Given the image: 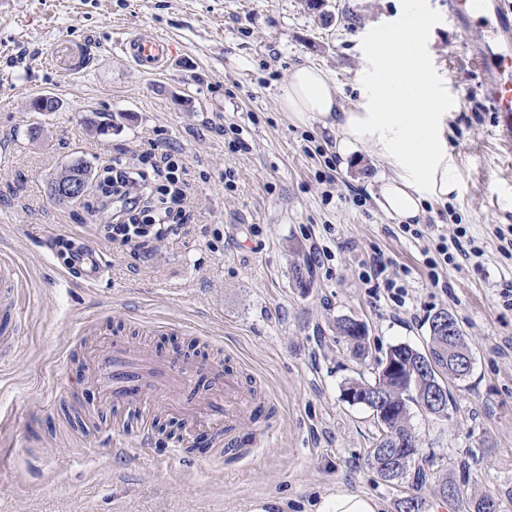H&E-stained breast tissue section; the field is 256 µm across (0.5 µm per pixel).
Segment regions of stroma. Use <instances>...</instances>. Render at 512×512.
<instances>
[{
	"label": "stroma",
	"mask_w": 512,
	"mask_h": 512,
	"mask_svg": "<svg viewBox=\"0 0 512 512\" xmlns=\"http://www.w3.org/2000/svg\"><path fill=\"white\" fill-rule=\"evenodd\" d=\"M417 2L430 19L428 61L448 94L459 183L447 203L429 204L419 239L373 200L385 164L362 157L328 185L322 157L305 148L326 146L333 131L315 118L294 123L277 103L291 71L314 66L354 105L365 40L406 0H0V256L20 271L23 318L15 350L0 358V512H315L339 491L395 512L415 478L396 486L368 467L377 420L341 387L373 379L393 345L423 348L440 310L457 318L473 366L451 386L447 417L410 408L421 493L429 512H452L432 495L446 478L512 512V308L500 296L512 252L499 238L512 231V149L496 135L467 48L483 29L461 35L448 0ZM139 32L175 44L166 68L125 57L121 39ZM43 94L58 111H32ZM230 125L247 150L230 149ZM150 148L184 164L192 230L133 258L97 229L96 189L67 203L49 183L72 160L97 176ZM461 227L483 255L444 268L447 288L432 287L421 252ZM65 239L102 248L98 285L62 281ZM321 248L330 254L322 263ZM378 250L395 260L389 276L408 288L405 307L361 279L363 259ZM306 265L310 274L296 278ZM341 317L365 323L367 359L337 337ZM147 320L172 329L145 332ZM117 333L161 360L239 371L274 407L267 447L218 458L199 442L174 456L166 444L180 424L164 416L143 451L133 413L123 418L128 441L114 447L115 410L82 379L86 353ZM64 380L74 387L56 397Z\"/></svg>",
	"instance_id": "stroma-1"
}]
</instances>
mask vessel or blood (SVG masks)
<instances>
[{
    "mask_svg": "<svg viewBox=\"0 0 512 512\" xmlns=\"http://www.w3.org/2000/svg\"><path fill=\"white\" fill-rule=\"evenodd\" d=\"M448 19L460 33H468L475 23H484L487 33L471 47V57L482 69L483 98L494 112L501 141L512 147V0H451ZM125 56L136 66L154 71L163 69L175 53L173 44L146 34L129 35L122 43ZM106 263L95 246L77 248L74 268L87 285L97 284ZM17 270L12 261L0 259V357L15 346L22 316L17 308ZM203 363L195 360L159 362L122 338L93 358L92 379L113 407L142 413L159 412L157 395H175L184 402L192 421L212 422L216 445L230 438L239 421L259 415L262 397L245 387L233 372L224 375V392L199 398Z\"/></svg>",
    "mask_w": 512,
    "mask_h": 512,
    "instance_id": "1",
    "label": "vessel or blood"
}]
</instances>
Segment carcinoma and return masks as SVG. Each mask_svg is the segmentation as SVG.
I'll use <instances>...</instances> for the list:
<instances>
[{
  "label": "carcinoma",
  "mask_w": 512,
  "mask_h": 512,
  "mask_svg": "<svg viewBox=\"0 0 512 512\" xmlns=\"http://www.w3.org/2000/svg\"><path fill=\"white\" fill-rule=\"evenodd\" d=\"M91 175V167L82 160H76L61 169L51 184L60 181V177L84 178ZM336 330L350 346L356 358L369 354L368 331L365 324L349 317L336 320ZM388 362H398L410 370L409 384H400L391 374L383 371ZM462 376L448 369V333L439 326L437 318L430 323V336L427 351L422 352L408 344L395 345L379 360L374 380L351 378L344 382L342 389L360 388L376 395L372 402L363 401L361 405L370 409L381 425L382 433L374 448L370 450L367 465L385 482L394 484L403 481L412 465L420 455L419 444L400 452L404 459L399 460L390 452L395 441L406 442L416 439L410 423L408 403L413 402L426 408L424 395L435 385L448 387V382H458ZM434 496L448 503L453 512H487V505L499 512L500 505L491 494L471 500L464 495L462 488L444 478L434 488ZM427 499L420 495H408L396 502V512H426Z\"/></svg>",
  "instance_id": "1"
}]
</instances>
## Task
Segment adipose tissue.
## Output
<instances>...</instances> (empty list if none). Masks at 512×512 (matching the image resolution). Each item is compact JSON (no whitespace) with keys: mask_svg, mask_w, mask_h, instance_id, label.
<instances>
[{"mask_svg":"<svg viewBox=\"0 0 512 512\" xmlns=\"http://www.w3.org/2000/svg\"><path fill=\"white\" fill-rule=\"evenodd\" d=\"M426 27L420 15L376 36L356 77L355 106L342 107L335 85L312 66L292 71L278 97L294 121H327L341 161L363 151L384 161L391 173L381 179L378 203L405 224L420 220L425 203L448 200L458 189L446 136L448 99L417 51Z\"/></svg>","mask_w":512,"mask_h":512,"instance_id":"ef3b65f1","label":"adipose tissue"}]
</instances>
